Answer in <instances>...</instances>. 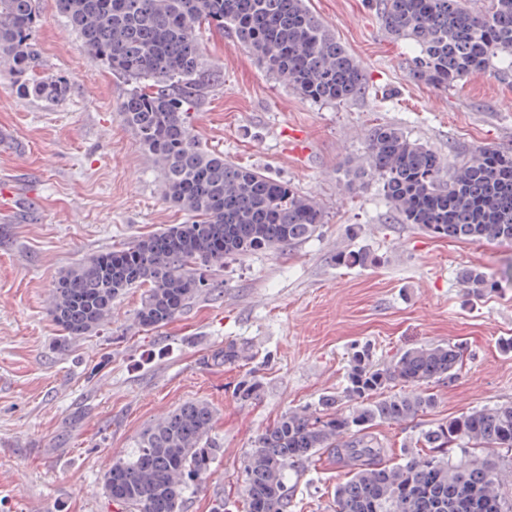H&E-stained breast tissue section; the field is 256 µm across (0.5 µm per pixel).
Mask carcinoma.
Instances as JSON below:
<instances>
[{"mask_svg":"<svg viewBox=\"0 0 512 512\" xmlns=\"http://www.w3.org/2000/svg\"><path fill=\"white\" fill-rule=\"evenodd\" d=\"M85 52L128 85L120 104L162 177L163 194L188 216L62 273L50 313L69 336L103 325L113 302L145 289L136 312L146 329L179 316L190 300L222 287L210 273L224 260L290 246L325 223L316 199L265 173L232 163L201 144L194 102L217 70L203 59L199 35L227 31L276 80L319 103L362 95L365 74L306 0H55ZM375 0L387 33L411 41L409 76L452 88L475 71H512V0ZM37 0H0V63L19 94L48 103L70 85L47 74L35 32ZM378 182L403 224L438 238L512 243V151L482 144L450 167L448 160L388 124L371 127L367 152L348 167V186ZM375 261L366 251L338 252L339 267ZM473 295L499 281L477 268L460 275ZM250 358L235 341L213 360ZM464 354L455 344L409 349L389 362L370 347L354 350L347 384L317 406L290 409L254 441L244 461V512H286L290 476L313 457L344 449L368 463L336 485L334 512H512V402L475 407L431 426L401 450L400 462L377 458L385 446L369 429L406 423L430 410V384L452 379ZM403 387L394 391L396 386ZM262 382L244 377L234 393L257 398ZM215 413L205 401L182 404L149 425L104 478L107 497L127 512H180L188 489L205 479L219 448ZM457 448L453 457L449 449ZM493 448L496 457L479 454Z\"/></svg>","mask_w":512,"mask_h":512,"instance_id":"obj_1","label":"carcinoma"}]
</instances>
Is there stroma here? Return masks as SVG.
Returning a JSON list of instances; mask_svg holds the SVG:
<instances>
[{
    "label": "stroma",
    "mask_w": 512,
    "mask_h": 512,
    "mask_svg": "<svg viewBox=\"0 0 512 512\" xmlns=\"http://www.w3.org/2000/svg\"><path fill=\"white\" fill-rule=\"evenodd\" d=\"M311 9L360 63L365 93L347 103L303 98L252 60L231 35L203 33L204 60L219 70L195 113L202 143L225 158L285 181L327 212L319 234L286 248L227 260L213 276L221 294L193 300L152 330L135 313L142 289L112 307L109 322L64 337L49 313L59 273L86 257L167 227L185 213L168 203L161 178L119 112L127 86L84 50L39 0L35 38L45 70L67 76L60 103L17 94L0 66V512H119L102 490L113 461L159 417L189 401L215 410L221 447L210 476L182 512H241L242 470L255 438L291 409L342 391L353 347L388 361L412 348H466L455 378L433 383L436 406L414 421L372 427L397 462L403 444L476 406L512 401V244L432 237L392 214L379 183L348 191L346 170L377 124L400 127L447 159L477 144L512 149V76L481 71L444 90L405 68L413 45L390 37L374 0H311ZM309 151L288 152L289 130ZM367 251L371 266L339 267L340 251ZM477 267L503 282L465 295L458 275ZM233 340L251 357L232 366L211 355ZM247 374L257 399L234 395ZM350 464L324 453L294 475L288 512H332Z\"/></svg>",
    "instance_id": "35a3bbf8"
}]
</instances>
